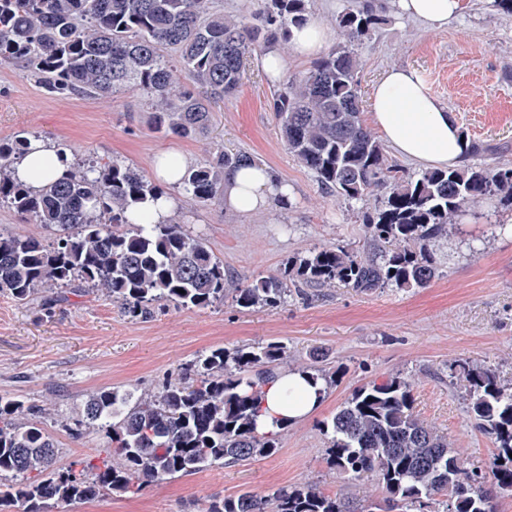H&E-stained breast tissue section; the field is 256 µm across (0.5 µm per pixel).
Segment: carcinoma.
Returning a JSON list of instances; mask_svg holds the SVG:
<instances>
[{
    "label": "carcinoma",
    "instance_id": "obj_1",
    "mask_svg": "<svg viewBox=\"0 0 512 512\" xmlns=\"http://www.w3.org/2000/svg\"><path fill=\"white\" fill-rule=\"evenodd\" d=\"M260 23L214 8L212 0H0V66H20L52 94L80 97L138 92L149 123L181 138L205 134L210 103L234 94L256 52L291 48V33L311 23L308 0H262ZM385 21L349 5L336 14L338 42L302 75L284 82L273 109L288 152L325 194L370 201L368 247L314 245L276 274L233 284L224 261L177 217L146 226L133 203L164 194L119 160H78L62 180L34 188L15 176L24 132L0 138V205L53 231L0 234V294L18 302L57 300L75 286L98 292L136 317L171 302L207 309L230 297L241 308L272 307L308 288H424L436 278L433 246L467 208L489 198L512 207V163L492 158L412 176L393 164L365 124L356 46ZM178 53L177 63L165 55ZM251 160L222 146L188 168L183 188L196 203L224 201V183ZM288 358L279 343L215 346L184 362L180 377L153 393L118 388L88 394L67 426L74 438L103 433L84 470L57 466L58 442L41 427L43 409L0 395V512H62L108 494H136L212 467L266 458L278 433L258 430L262 387ZM475 427L493 443L487 470L465 466L448 437L415 411L411 378L392 375L353 390L322 430L328 463L351 481L375 480L384 494L358 507L314 484L281 486L210 500L205 512H497L512 493V383L496 371L459 362Z\"/></svg>",
    "mask_w": 512,
    "mask_h": 512
}]
</instances>
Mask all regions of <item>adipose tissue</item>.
I'll return each mask as SVG.
<instances>
[{"mask_svg":"<svg viewBox=\"0 0 512 512\" xmlns=\"http://www.w3.org/2000/svg\"><path fill=\"white\" fill-rule=\"evenodd\" d=\"M395 2L400 15L437 24L448 23L461 8V0ZM370 110L387 143L401 156L426 166L448 167L460 163L465 155L467 145L458 125L412 70L387 71L373 86ZM70 161L65 150L34 140L28 154L17 163L15 174L36 188L63 177ZM291 200L287 187L279 184L272 171L253 162L231 175L224 187V204L234 212L262 211ZM288 387L296 391V398L290 403L284 400ZM263 394L259 417V428L263 431L304 419L323 402L319 386L291 371L281 372L266 382Z\"/></svg>","mask_w":512,"mask_h":512,"instance_id":"ef3b65f1","label":"adipose tissue"}]
</instances>
